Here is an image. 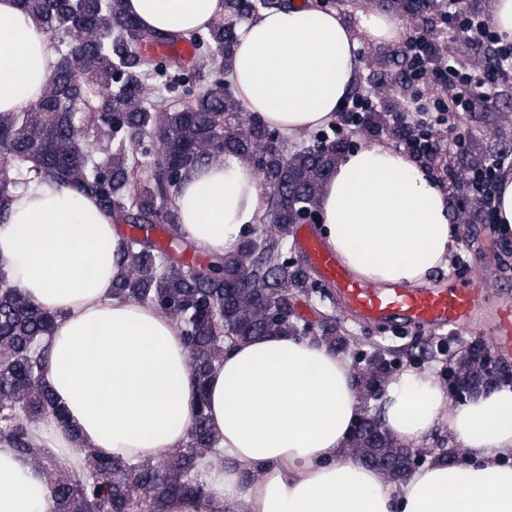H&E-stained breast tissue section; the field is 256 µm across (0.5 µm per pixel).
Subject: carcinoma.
Masks as SVG:
<instances>
[{"mask_svg":"<svg viewBox=\"0 0 512 512\" xmlns=\"http://www.w3.org/2000/svg\"><path fill=\"white\" fill-rule=\"evenodd\" d=\"M42 22L56 54L54 70L36 108L0 112V224L14 192L43 175L94 195L112 218L137 233L122 236V274L112 292L150 303L183 332L199 392L194 430L184 448L156 460L130 463L84 451V465L68 470L37 447L29 424L52 420L68 426L65 411L45 383L49 337L62 313L47 312L0 274V443L31 458L47 474L59 512H167L174 498L205 497L201 471L224 460L205 413L211 372L224 349L238 339L267 333L308 336L312 328L293 318L291 302L327 287L305 264L288 256L286 232L318 211L323 182L351 145L336 128L313 136V144L288 149V142L248 112L225 86L223 74L205 72L210 54L231 59L236 23L263 10L285 8L287 0H224V17L205 31L161 34L127 13L124 0H17ZM437 0H386L403 18L420 19ZM184 43L193 55L160 58L145 48ZM401 53L369 69L366 84L383 94L407 76ZM369 140L384 130L403 140L415 127L393 121L383 108L367 112L355 126ZM251 162L265 198L262 222L231 255L182 259L193 249L179 229V185L193 169L224 155ZM150 160V176L138 170ZM317 339L331 348L341 342L336 321ZM473 348L456 368L472 389L489 383ZM396 444L355 431L352 454L359 460L391 458L402 478L410 465L394 454Z\"/></svg>","mask_w":512,"mask_h":512,"instance_id":"cac0c4a2","label":"carcinoma"}]
</instances>
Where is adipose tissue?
I'll return each instance as SVG.
<instances>
[{
    "label": "adipose tissue",
    "mask_w": 512,
    "mask_h": 512,
    "mask_svg": "<svg viewBox=\"0 0 512 512\" xmlns=\"http://www.w3.org/2000/svg\"><path fill=\"white\" fill-rule=\"evenodd\" d=\"M144 27L188 34L224 15V0H125ZM406 34L397 15L357 11L355 22L316 0L261 13L237 29L235 97L264 123L296 136L333 123L360 66L362 38ZM56 56L40 21L0 0V112L41 96ZM181 232L202 252L235 253L257 224L262 189L249 160L228 156L180 185ZM318 232L356 279L420 287L447 266L449 207L436 182L401 150L366 143L338 160L319 198ZM121 236L97 199L35 179L0 225V271L41 308L62 313L45 381L68 427L39 425L35 442L64 467L82 448L154 460L182 448L195 424L196 385L177 324L157 307L113 295ZM210 428L224 453L204 471V499L168 512H512V386L453 400L429 372L388 377L386 432L421 444L441 424L466 457H429L401 482L360 464L351 443L363 399L351 361L320 342L267 334L227 346L207 385ZM82 444L74 446L70 431ZM0 512H56L44 472L0 444Z\"/></svg>",
    "instance_id": "ef3b65f1"
}]
</instances>
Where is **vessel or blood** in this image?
Returning a JSON list of instances; mask_svg holds the SVG:
<instances>
[{"label": "vessel or blood", "mask_w": 512, "mask_h": 512, "mask_svg": "<svg viewBox=\"0 0 512 512\" xmlns=\"http://www.w3.org/2000/svg\"><path fill=\"white\" fill-rule=\"evenodd\" d=\"M301 238L304 261L336 288L345 305L365 321L400 320L409 326L458 327L470 323L482 303L484 289L475 279L440 289L370 287L353 278L315 235L305 231ZM494 333L497 346L511 351V304L495 309Z\"/></svg>", "instance_id": "vessel-or-blood-1"}]
</instances>
